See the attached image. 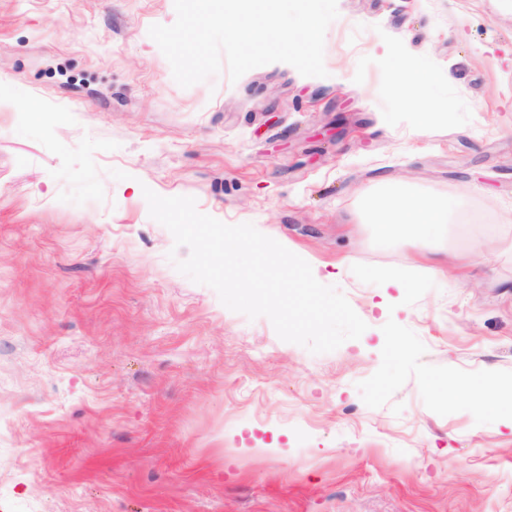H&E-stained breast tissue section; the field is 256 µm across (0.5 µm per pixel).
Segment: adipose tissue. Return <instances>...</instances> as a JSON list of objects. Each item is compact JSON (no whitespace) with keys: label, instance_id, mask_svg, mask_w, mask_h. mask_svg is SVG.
I'll use <instances>...</instances> for the list:
<instances>
[{"label":"adipose tissue","instance_id":"obj_1","mask_svg":"<svg viewBox=\"0 0 512 512\" xmlns=\"http://www.w3.org/2000/svg\"><path fill=\"white\" fill-rule=\"evenodd\" d=\"M441 203L427 198H396L388 206V216L375 226V234L383 240L396 239L400 232L416 228L433 234L444 223Z\"/></svg>","mask_w":512,"mask_h":512}]
</instances>
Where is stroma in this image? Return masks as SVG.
I'll return each instance as SVG.
<instances>
[{
	"label": "stroma",
	"mask_w": 512,
	"mask_h": 512,
	"mask_svg": "<svg viewBox=\"0 0 512 512\" xmlns=\"http://www.w3.org/2000/svg\"><path fill=\"white\" fill-rule=\"evenodd\" d=\"M337 4L327 77L183 88L148 34L173 0H0V512H512L479 411L488 379L512 403V0ZM402 56L437 77L410 104ZM147 188L276 239L366 331L314 354L229 310ZM396 191L450 204L429 242L377 238Z\"/></svg>",
	"instance_id": "stroma-1"
}]
</instances>
